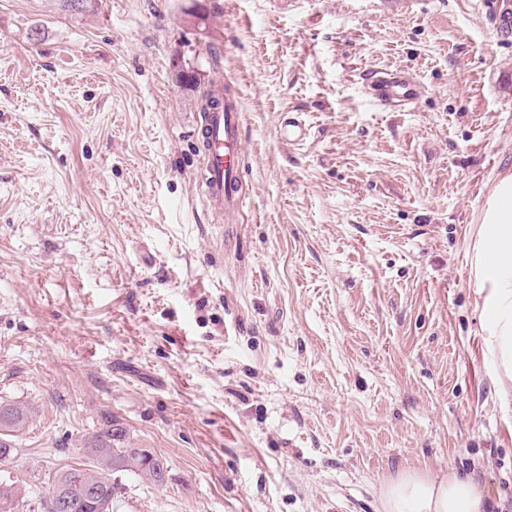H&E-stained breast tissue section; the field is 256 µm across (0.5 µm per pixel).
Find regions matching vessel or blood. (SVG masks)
Here are the masks:
<instances>
[{"label": "vessel or blood", "mask_w": 512, "mask_h": 512, "mask_svg": "<svg viewBox=\"0 0 512 512\" xmlns=\"http://www.w3.org/2000/svg\"><path fill=\"white\" fill-rule=\"evenodd\" d=\"M370 99L376 105L401 111L425 94L424 86L407 70L369 72ZM244 114L237 98L225 94L223 109L207 112L199 129L203 148V192L214 222L241 214L245 198L240 190L244 163Z\"/></svg>", "instance_id": "vessel-or-blood-1"}]
</instances>
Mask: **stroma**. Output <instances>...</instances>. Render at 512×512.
Segmentation results:
<instances>
[{
  "mask_svg": "<svg viewBox=\"0 0 512 512\" xmlns=\"http://www.w3.org/2000/svg\"><path fill=\"white\" fill-rule=\"evenodd\" d=\"M506 8L0 0V402L30 410L0 480L24 512L108 418L168 467L118 474L112 512H377L384 479L438 467L503 512L469 247L512 175ZM387 67L424 98L373 105ZM215 85L245 114L247 206L221 224L193 135Z\"/></svg>",
  "mask_w": 512,
  "mask_h": 512,
  "instance_id": "obj_1",
  "label": "stroma"
}]
</instances>
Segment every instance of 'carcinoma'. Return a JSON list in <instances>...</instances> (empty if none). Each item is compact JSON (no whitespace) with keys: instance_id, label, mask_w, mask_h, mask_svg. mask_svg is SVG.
Returning <instances> with one entry per match:
<instances>
[{"instance_id":"carcinoma-1","label":"carcinoma","mask_w":512,"mask_h":512,"mask_svg":"<svg viewBox=\"0 0 512 512\" xmlns=\"http://www.w3.org/2000/svg\"><path fill=\"white\" fill-rule=\"evenodd\" d=\"M63 11L85 12L95 8L97 0H52ZM27 420V412L20 406L0 405V430L16 431ZM119 429L107 426L84 448L89 463L69 465L56 470L52 476L53 490L69 499V512H110L115 483L113 475L119 472H132L157 483L158 470L165 463L144 448H114L112 441L118 437ZM84 484H100L104 489L102 504L87 501L81 493ZM19 490L15 484L0 481V504L8 507L7 512L17 508L15 505Z\"/></svg>"}]
</instances>
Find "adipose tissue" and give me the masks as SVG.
<instances>
[{
  "label": "adipose tissue",
  "instance_id": "obj_1",
  "mask_svg": "<svg viewBox=\"0 0 512 512\" xmlns=\"http://www.w3.org/2000/svg\"><path fill=\"white\" fill-rule=\"evenodd\" d=\"M470 261L480 334L494 361L503 405L512 404V176L489 197ZM477 481L442 469H404L379 487V512H485Z\"/></svg>",
  "mask_w": 512,
  "mask_h": 512
}]
</instances>
